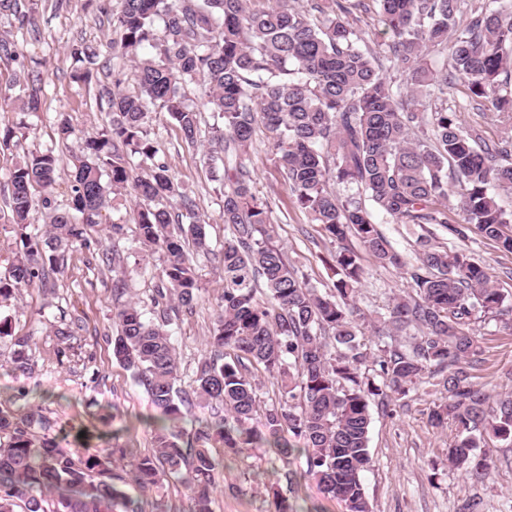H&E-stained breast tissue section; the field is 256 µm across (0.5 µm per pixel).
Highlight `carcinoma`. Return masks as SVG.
I'll list each match as a JSON object with an SVG mask.
<instances>
[{"instance_id": "obj_1", "label": "carcinoma", "mask_w": 512, "mask_h": 512, "mask_svg": "<svg viewBox=\"0 0 512 512\" xmlns=\"http://www.w3.org/2000/svg\"><path fill=\"white\" fill-rule=\"evenodd\" d=\"M360 2L273 0L256 8L253 0H120L112 12L121 33L112 125L82 143L68 208L45 231L30 215L38 204L52 206L60 159L50 148L32 151L10 171L16 249L0 272V309L21 289L47 285L123 189L136 201L139 244L163 253L166 311L193 312L201 287L191 253L209 252L206 222L188 195L175 215L161 206L176 187L144 127L150 113L165 112L184 141L197 144L202 130L185 91L196 83L216 119L206 157L223 170L224 293L189 392L178 385L171 318L149 321L132 300L113 314V358L164 420L147 455L66 448L41 407L0 402V512H138L124 486L148 492L168 476L190 492L191 512H212L224 457L265 445L285 464L304 456L303 472L284 470L288 485L311 477L346 512H372L363 485L372 401L385 404L426 384L443 394L430 424L454 428L448 466L478 480L490 467L476 455L483 435L512 444V396L493 397L475 382L483 359L472 327L511 313L512 293L432 232L418 237L417 262L407 265L376 221L379 214L461 235L448 225L454 196L460 223L512 253V210L499 195L512 189V143L485 139L448 106V90L458 85L468 102L512 114V0L493 8L481 0H376L391 40L375 47L357 29ZM0 12L23 26L34 7L0 0ZM147 44L155 55L142 58ZM125 61L135 64L132 94L118 91ZM389 63L404 83L387 75ZM260 129L293 204L339 245L329 288L310 285L272 242L254 179ZM137 155L153 161L150 173H135ZM350 238L379 265L403 270L409 284L393 296L374 350L361 330L356 293L365 270ZM2 339L13 347V370L32 373V338L15 335L12 316L0 313ZM260 373L278 392L264 409ZM197 406L220 407L224 417L186 438L178 423ZM266 490L275 512H291L279 482Z\"/></svg>"}]
</instances>
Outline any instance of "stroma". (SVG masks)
Returning <instances> with one entry per match:
<instances>
[{
    "label": "stroma",
    "mask_w": 512,
    "mask_h": 512,
    "mask_svg": "<svg viewBox=\"0 0 512 512\" xmlns=\"http://www.w3.org/2000/svg\"><path fill=\"white\" fill-rule=\"evenodd\" d=\"M35 32L21 29L13 17L0 15V39L10 42L11 55H0V127L22 126L10 150L0 151V256H9L14 236L9 199L10 170L15 156L53 147L63 160L53 193L58 209H66L73 178L72 157L85 137L112 124L107 95L112 91L113 41L120 34L111 17L98 12L94 0H37ZM85 42L98 49L90 70L92 82H75L77 68L70 55L73 44ZM36 62L41 76L40 109L22 111V88L27 78L18 57ZM462 89L448 92L449 104L461 105L463 125H481L487 137H512V121L498 113L464 107ZM67 118L72 133L60 138L59 118ZM145 130L157 141L159 156L170 167L173 181L193 196L207 223L211 256L194 258L202 288V299L193 313L181 315L174 327L181 386L190 389L196 366L205 351V340L213 327L214 307L224 292V281L216 255L224 248L222 202L216 192L214 170L205 146L186 144L168 116L151 113ZM256 188L270 208L274 244L283 247L290 262L317 287L332 285L328 266L336 245L325 237L319 225L295 208L274 163L265 134H257L255 154ZM135 202L129 192L113 195L104 210L100 226L89 232V245L69 251L61 273L52 285L25 288L9 311L15 334L32 336L36 361L32 373L22 375L7 364L10 344L0 343V396L25 390L27 401L61 429L68 446L95 453L121 444L134 455L148 454L152 428L148 421L155 410L143 387L136 385L112 356V314L126 299L138 300L147 317H159L162 308L155 298L163 283L159 272L163 254L142 250L136 243L132 221ZM122 225L121 234L110 231ZM448 248L463 250L484 264L492 281L503 292H512V253L476 233L460 237L446 230L437 232ZM112 261L103 264L102 253ZM365 278L357 303L365 312H385L392 296L405 280L395 268L380 267L370 255H363ZM125 286L124 295L112 290L113 282ZM58 325L70 327L73 336L67 358L57 355ZM481 338L483 365L476 371L478 383L492 394L512 392V329L502 321H476ZM433 398L423 390L375 406L369 449L372 467L364 475V489L372 512H458L463 502L477 500L481 512H512V448L487 440L483 451L492 460L482 482L466 479L448 465L450 431L432 428L428 413ZM281 464L267 449L251 448L224 462V486L215 495L213 512H274L264 485L274 479ZM127 493L142 499L145 512H188L190 501L184 487L168 478L148 493L128 487ZM293 512H345L343 503L327 496L311 479L285 489Z\"/></svg>",
    "instance_id": "1"
}]
</instances>
